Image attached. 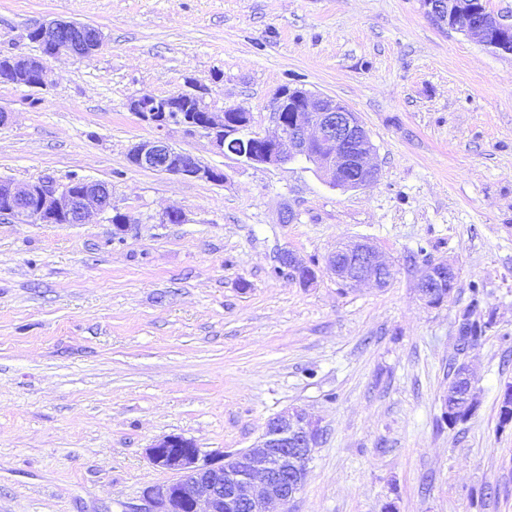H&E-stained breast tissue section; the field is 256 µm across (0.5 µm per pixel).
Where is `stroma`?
Masks as SVG:
<instances>
[{
	"mask_svg": "<svg viewBox=\"0 0 512 512\" xmlns=\"http://www.w3.org/2000/svg\"><path fill=\"white\" fill-rule=\"evenodd\" d=\"M98 28L101 48L45 60V85L0 80V178L103 181L135 217L121 231L0 220V512H136L173 480L147 450L250 447L304 408L321 428L290 512H512V54L435 22L421 0H0V54L37 56L33 24ZM210 111L271 133L278 92L345 103L380 174L343 190L308 162L252 167L200 131L129 108L189 80ZM163 137L218 182L134 166ZM176 209L183 223L162 224ZM291 223H282L285 212ZM369 241L387 287L326 269ZM316 273L302 285L278 257ZM458 271L447 302L421 270ZM493 318L465 354L478 406L441 422L458 326ZM457 278V269L447 260L426 265L417 282L420 298L430 306H435L437 299L445 301L450 297Z\"/></svg>",
	"mask_w": 512,
	"mask_h": 512,
	"instance_id": "stroma-1",
	"label": "stroma"
}]
</instances>
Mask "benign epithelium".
<instances>
[{"mask_svg": "<svg viewBox=\"0 0 512 512\" xmlns=\"http://www.w3.org/2000/svg\"><path fill=\"white\" fill-rule=\"evenodd\" d=\"M426 13L452 29L477 37L498 53L512 54V22L488 11L484 0H422ZM44 46L43 56H0V80L39 88L44 84L43 57L61 53L85 56L102 45L99 29L73 21L52 20L30 29ZM190 90L158 97L142 94L130 110L162 130L171 123L202 131L220 150L241 162L277 166L305 161L331 187L355 189L374 181L378 174L370 135L357 113L339 100L303 89L281 91L273 106L272 136L248 132L250 114L239 108L220 113L204 103L207 86L189 81ZM129 161L136 167L170 175L218 181L224 174L202 165L193 155L173 149L154 138L135 144ZM112 188L83 180L60 185L43 179L23 186L0 179V218L34 219L44 224H84L94 215L112 218ZM281 263L307 285L304 265L290 251ZM327 270L349 288L367 281L379 287L393 278L391 267L369 242L344 244L326 262ZM458 278L446 261L433 262L417 282L420 298L433 306L449 297ZM321 435L318 423L294 407L269 418L258 441L235 453L205 454L181 435H168L147 449L152 464L177 474L167 483L143 490L144 505L137 512H288L307 477L311 448Z\"/></svg>", "mask_w": 512, "mask_h": 512, "instance_id": "1", "label": "benign epithelium"}]
</instances>
